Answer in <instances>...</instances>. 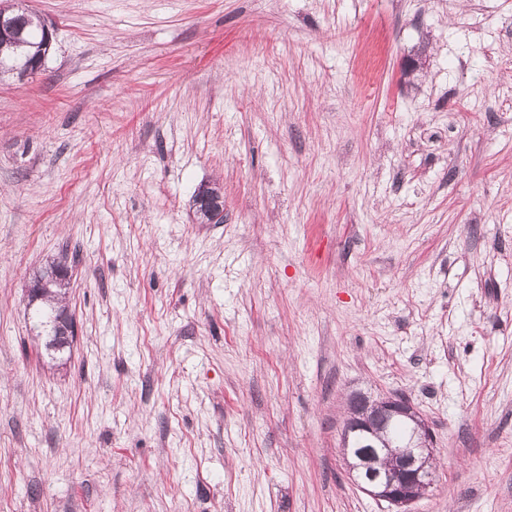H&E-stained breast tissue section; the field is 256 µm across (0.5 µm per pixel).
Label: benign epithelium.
<instances>
[{
    "mask_svg": "<svg viewBox=\"0 0 512 512\" xmlns=\"http://www.w3.org/2000/svg\"><path fill=\"white\" fill-rule=\"evenodd\" d=\"M197 201L204 205L210 223H224V203L211 197L210 187L198 189ZM397 418H408L415 423L411 445L388 448L383 458L378 452L368 450L349 469L356 473L355 481L361 490L387 502L394 512H410L409 506L432 487L436 476L430 468L436 440L427 420L410 401L386 396L363 416L348 419L344 434L361 431L374 436L378 427Z\"/></svg>",
    "mask_w": 512,
    "mask_h": 512,
    "instance_id": "1",
    "label": "benign epithelium"
}]
</instances>
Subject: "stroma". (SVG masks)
I'll return each instance as SVG.
<instances>
[{"instance_id": "stroma-1", "label": "stroma", "mask_w": 512, "mask_h": 512, "mask_svg": "<svg viewBox=\"0 0 512 512\" xmlns=\"http://www.w3.org/2000/svg\"><path fill=\"white\" fill-rule=\"evenodd\" d=\"M26 2L0 512H389L344 464L354 391L436 435L412 512H512V0ZM64 252L50 355L26 290ZM210 190L217 195H221L220 194L221 188L216 185H214L213 188L211 187V189L208 186H202L198 189L197 194H196L197 200L195 197L193 200V202H194L193 205L195 207V214H196L197 220L200 222V224H207L208 218H207V215L205 212V211H207L208 215L210 217L209 223H211V224L223 223V221H224L223 200L222 199L221 200L213 199L211 197ZM197 201L199 204L204 205L205 211L203 210V206L197 205Z\"/></svg>"}]
</instances>
